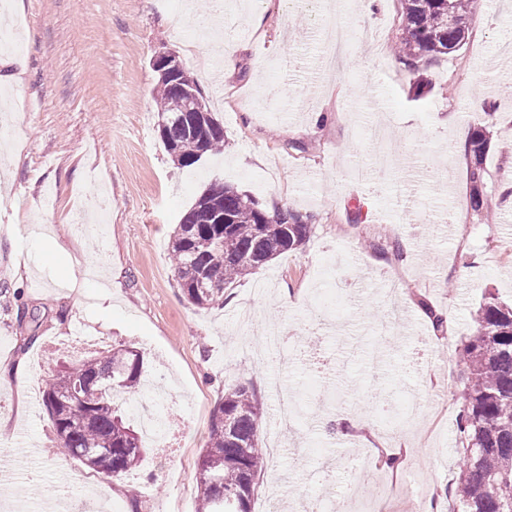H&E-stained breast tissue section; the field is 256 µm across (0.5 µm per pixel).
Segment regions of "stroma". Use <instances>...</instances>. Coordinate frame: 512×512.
<instances>
[{"label":"stroma","mask_w":512,"mask_h":512,"mask_svg":"<svg viewBox=\"0 0 512 512\" xmlns=\"http://www.w3.org/2000/svg\"><path fill=\"white\" fill-rule=\"evenodd\" d=\"M216 0H7L23 27L22 64L0 54V365L23 364L24 388L0 386V512H45L84 485L88 512H196L197 467L213 412L244 383L264 403L262 442L281 455L261 473L252 512H308L331 475L346 512H409L428 498L452 512L461 443L458 351L487 294L512 301V6L482 0L456 52L405 65L394 52L401 0H226L216 25L236 51L207 72L210 43L184 36L182 4ZM353 29L339 68L332 27ZM174 50L223 125L224 151L178 168L158 133L150 66ZM492 101L495 119L482 111ZM471 120H462V113ZM485 126V192L470 207L459 129ZM398 159L381 192L354 180L377 150ZM267 210L310 215L305 244L200 309L170 260L177 224L212 182ZM76 288H69V281ZM111 285V304H98ZM291 294L295 304L279 300ZM453 313L434 328L430 313ZM144 351L181 419L167 452L149 447L133 474L104 483L59 455L41 404L57 360L107 347ZM308 409L278 420L281 396ZM363 435L350 447L342 418Z\"/></svg>","instance_id":"obj_1"}]
</instances>
